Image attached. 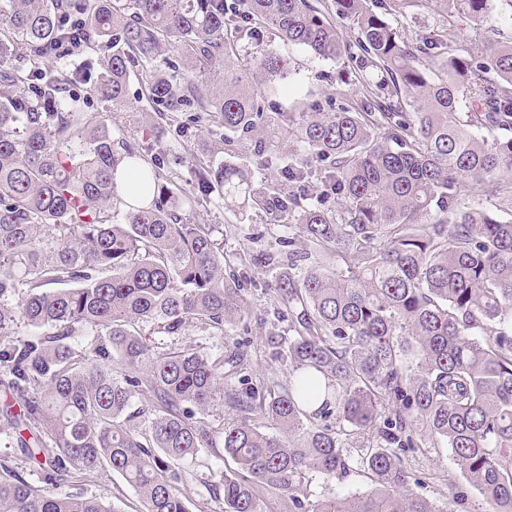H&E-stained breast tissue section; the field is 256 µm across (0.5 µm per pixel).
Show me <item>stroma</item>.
Returning a JSON list of instances; mask_svg holds the SVG:
<instances>
[{"instance_id": "1", "label": "stroma", "mask_w": 512, "mask_h": 512, "mask_svg": "<svg viewBox=\"0 0 512 512\" xmlns=\"http://www.w3.org/2000/svg\"><path fill=\"white\" fill-rule=\"evenodd\" d=\"M390 23L405 39L413 41L428 35L440 26L443 13L437 0H428L426 7L411 14L393 12L388 16ZM512 35V6L506 0H498L495 20L492 25L476 28L469 19L456 18L454 23V47L459 55L475 57L480 53L484 40L497 36ZM279 52L288 62L292 72L291 92L288 96L277 98L276 106L285 112L293 111L296 99L307 101L324 99L333 93L336 86V74L341 68L340 62L315 57L307 50L288 44L280 45ZM153 140L157 147L170 150L171 170L179 175L184 187H192L194 174L183 152L178 149L179 142L188 147L205 146L206 141L200 130L191 128L185 131L177 126L163 124L154 127ZM188 218L195 224L215 225V237L224 245L229 257H236L245 250L267 247L274 238L281 235V227L268 224L263 212L254 209L241 215L225 211L223 203L215 202L206 207L190 210ZM274 277L271 272H251L249 282L244 285L248 299V310L239 320L234 331L235 340L245 343L249 356L243 366L244 374L258 375L276 370L278 376H286L288 367L275 360L274 350L269 345L259 322L266 321L287 327V319L278 315V306L274 300L272 286ZM231 466L224 457L222 448H215L190 462L192 476L184 486L182 493L190 500L193 512H216L218 505L203 486L204 481H217L220 471ZM411 468L422 481L418 486L419 494L435 501L446 499L449 486L463 491L464 501L460 502L457 512H486L487 506L479 493L471 488L456 470L448 449H430L426 455L413 457Z\"/></svg>"}]
</instances>
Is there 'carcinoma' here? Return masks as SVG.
<instances>
[{
    "mask_svg": "<svg viewBox=\"0 0 512 512\" xmlns=\"http://www.w3.org/2000/svg\"><path fill=\"white\" fill-rule=\"evenodd\" d=\"M425 2L0 0V431L43 483L0 457V512H119L84 490L105 469L145 512H190L183 464L218 446L236 465L204 484L221 512H265L270 491L296 512H454L453 486L441 504L412 489L407 454L428 448L512 512V221L465 201L477 185L512 208V36L477 60L449 27L408 42L386 15ZM493 2L439 0L477 26ZM262 32L254 56L243 41ZM279 42L347 59L329 100L261 105V89L287 91ZM100 45L93 75L48 64ZM133 71L156 119L223 141L222 157L190 151L191 190L126 128ZM95 97L112 111H91ZM215 195L288 225L236 257L279 270L288 333L268 339L283 382L238 376L237 342L213 356L142 338L193 323L222 342L246 309L214 228L186 217ZM217 400L235 417L216 425L202 415ZM353 474L369 489L336 493Z\"/></svg>",
    "mask_w": 512,
    "mask_h": 512,
    "instance_id": "cac0c4a2",
    "label": "carcinoma"
}]
</instances>
